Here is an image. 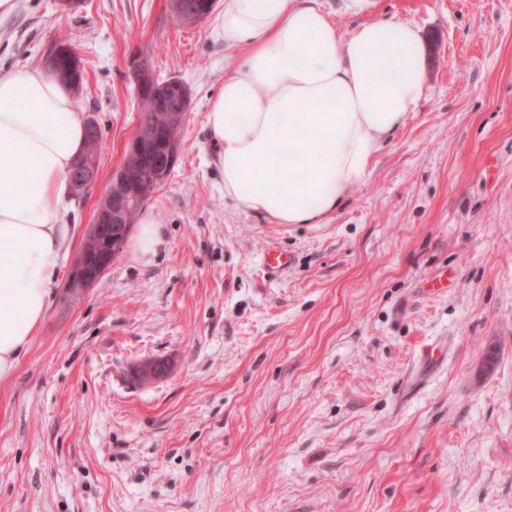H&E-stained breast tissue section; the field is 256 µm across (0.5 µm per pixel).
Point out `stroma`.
Returning a JSON list of instances; mask_svg holds the SVG:
<instances>
[{
    "label": "stroma",
    "mask_w": 512,
    "mask_h": 512,
    "mask_svg": "<svg viewBox=\"0 0 512 512\" xmlns=\"http://www.w3.org/2000/svg\"><path fill=\"white\" fill-rule=\"evenodd\" d=\"M316 4L343 34L413 23L426 52L416 111L320 224L224 195L206 112L244 50L222 0L193 24L170 0L0 17V73L60 36L80 57L103 150L78 235L140 128L135 65L190 97L144 205L162 243L78 293L66 261L0 383V512H512V0ZM271 247L293 257L273 280Z\"/></svg>",
    "instance_id": "stroma-1"
}]
</instances>
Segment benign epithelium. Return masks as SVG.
I'll return each mask as SVG.
<instances>
[{"mask_svg":"<svg viewBox=\"0 0 512 512\" xmlns=\"http://www.w3.org/2000/svg\"><path fill=\"white\" fill-rule=\"evenodd\" d=\"M153 131L144 127L131 141L134 151L146 152L152 147ZM74 192L80 193L97 180V167L89 161L76 163L70 176ZM140 175L122 168L112 177L102 195L103 205L97 209L71 273L69 287L78 290L97 282L112 266L113 258L122 251L130 231L131 202L138 197Z\"/></svg>","mask_w":512,"mask_h":512,"instance_id":"obj_1","label":"benign epithelium"}]
</instances>
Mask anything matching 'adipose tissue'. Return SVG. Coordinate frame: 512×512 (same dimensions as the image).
Wrapping results in <instances>:
<instances>
[{
	"instance_id": "adipose-tissue-1",
	"label": "adipose tissue",
	"mask_w": 512,
	"mask_h": 512,
	"mask_svg": "<svg viewBox=\"0 0 512 512\" xmlns=\"http://www.w3.org/2000/svg\"><path fill=\"white\" fill-rule=\"evenodd\" d=\"M224 43L245 47L209 104L224 195L279 224H319L365 182L416 110L425 48L387 19L341 36L312 0H224ZM85 122L44 66L0 73V381L36 336L71 253L69 171Z\"/></svg>"
}]
</instances>
